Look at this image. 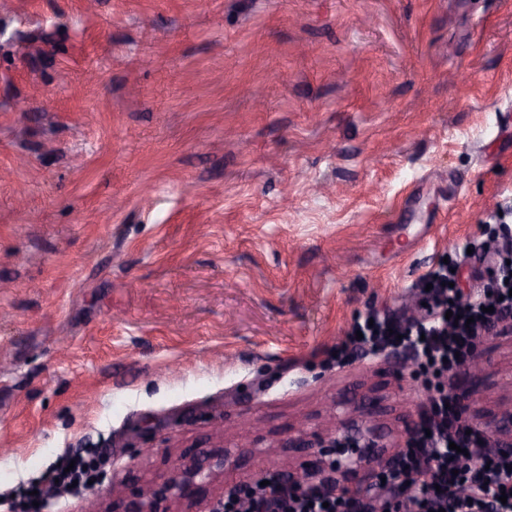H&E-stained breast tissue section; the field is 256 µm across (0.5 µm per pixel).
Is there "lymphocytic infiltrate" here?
<instances>
[{
    "label": "lymphocytic infiltrate",
    "mask_w": 512,
    "mask_h": 512,
    "mask_svg": "<svg viewBox=\"0 0 512 512\" xmlns=\"http://www.w3.org/2000/svg\"><path fill=\"white\" fill-rule=\"evenodd\" d=\"M479 261L489 264L493 281L462 297L457 275L443 268L429 275L424 315L392 326L381 317L356 322L348 343H362L372 353L402 346L413 356L432 394L407 428L402 448L380 476L349 490L329 476L316 484L268 495L253 482L231 490L224 512H512V449L493 447L487 434L463 416L445 377L466 363L474 342L498 324L512 319V239ZM462 316L454 324V316ZM92 470L83 461L62 458L38 486L41 512L50 491L72 483L87 484Z\"/></svg>",
    "instance_id": "f902f5d3"
}]
</instances>
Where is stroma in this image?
I'll list each match as a JSON object with an SVG mask.
<instances>
[{"label":"stroma","instance_id":"1","mask_svg":"<svg viewBox=\"0 0 512 512\" xmlns=\"http://www.w3.org/2000/svg\"><path fill=\"white\" fill-rule=\"evenodd\" d=\"M512 235V0H0V494L63 455L139 485L298 427L397 451L369 309ZM471 422L512 412V325Z\"/></svg>","mask_w":512,"mask_h":512}]
</instances>
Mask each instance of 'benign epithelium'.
<instances>
[{
    "mask_svg": "<svg viewBox=\"0 0 512 512\" xmlns=\"http://www.w3.org/2000/svg\"><path fill=\"white\" fill-rule=\"evenodd\" d=\"M485 339L476 341L473 347V359L465 369L472 385L459 395L462 409L467 411L480 396L478 379L486 369L484 359ZM483 430L499 448L512 447V413L491 417L482 424ZM352 443L331 439L320 445V457L316 464L330 463L340 473L352 469H373V463L361 452L355 451L342 457V448H350ZM217 459L228 461L224 454V445L219 444L207 458L183 457L168 475L159 476L148 481L138 491L126 493L124 485L112 479V503L119 504V509L112 510L97 497H91L84 503L83 512H196L197 504L207 493L208 486L217 477L211 461ZM281 474L296 485L304 484V474L295 467L290 457L281 460Z\"/></svg>",
    "mask_w": 512,
    "mask_h": 512,
    "instance_id": "obj_1",
    "label": "benign epithelium"
}]
</instances>
